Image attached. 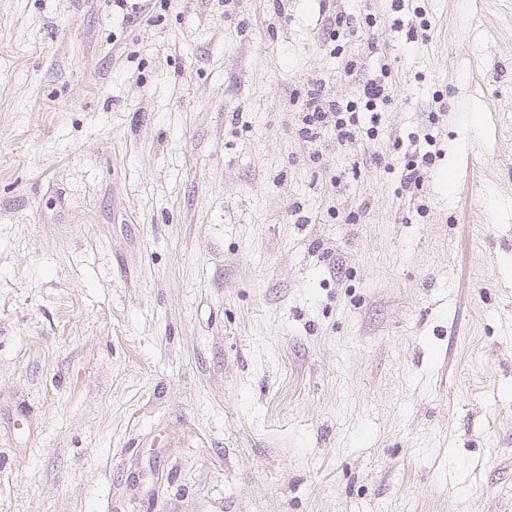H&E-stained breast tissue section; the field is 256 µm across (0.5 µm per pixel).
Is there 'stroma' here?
<instances>
[{"mask_svg":"<svg viewBox=\"0 0 512 512\" xmlns=\"http://www.w3.org/2000/svg\"><path fill=\"white\" fill-rule=\"evenodd\" d=\"M129 2L0 0V512H512V0ZM385 78H388L387 72L382 69L379 79H370L363 84L356 101L346 103L326 101L318 89H311L301 103L302 136L311 144H317L325 134L334 136L338 142H352L363 133L370 139L380 120L375 109L379 102L389 101ZM358 100L364 102L365 111L360 110ZM437 152L426 151L420 153L418 150L411 152H405L404 158L405 163L400 173V184L404 189H411L412 186L417 188L423 179V175L430 168L434 159L436 158Z\"/></svg>","mask_w":512,"mask_h":512,"instance_id":"1","label":"stroma"}]
</instances>
